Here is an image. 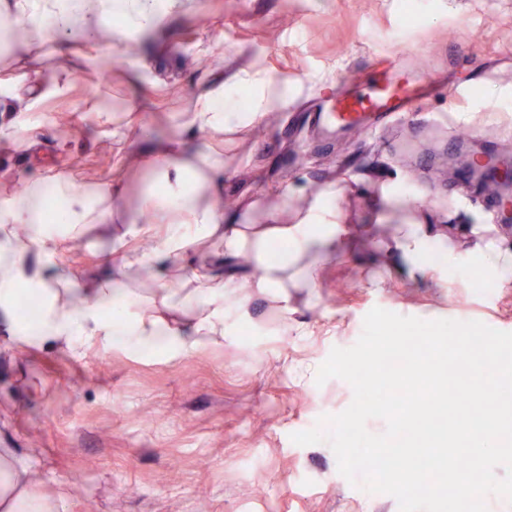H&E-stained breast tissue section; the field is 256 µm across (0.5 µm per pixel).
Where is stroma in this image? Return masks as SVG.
<instances>
[{"label": "stroma", "instance_id": "stroma-1", "mask_svg": "<svg viewBox=\"0 0 512 512\" xmlns=\"http://www.w3.org/2000/svg\"><path fill=\"white\" fill-rule=\"evenodd\" d=\"M407 0H188L128 53L123 27L107 19L95 42L41 52L22 40L0 47V125L23 122L21 138L0 137V199L26 177L60 174L88 188L120 181L112 233L87 227L48 273L96 268L114 248L128 215L159 175L150 149L169 139L206 92L225 87L233 102L254 100L247 83L266 76L288 105L245 122L184 138L224 160V194L240 209L287 201L294 222L325 187L354 247L326 264L316 288L289 291L288 310L255 296L231 341L171 361L121 349L18 345L0 333V453L32 465L37 491L56 512H399L397 500L353 486L328 443L299 446L294 433L345 410L351 385L317 384L332 348L353 346L365 315L381 307L423 320L468 318L512 332V292L471 285L445 267L417 281L399 273L381 228L401 223L385 203L392 191L413 200L412 215L443 227L461 253L479 237L512 247L495 183L473 180L453 140L512 162V0H427L408 29ZM119 60L109 78L99 57ZM422 74H450L467 94L420 97V112L449 114L435 134L402 124L376 134H320L309 119L336 93L369 99L358 74L381 58ZM88 122L84 142L65 141L59 114ZM112 126L103 128L100 115ZM81 153L86 165L73 171ZM131 303L159 284L171 288L178 317L192 314L178 266L126 274ZM88 468L83 496L71 471Z\"/></svg>", "mask_w": 512, "mask_h": 512}]
</instances>
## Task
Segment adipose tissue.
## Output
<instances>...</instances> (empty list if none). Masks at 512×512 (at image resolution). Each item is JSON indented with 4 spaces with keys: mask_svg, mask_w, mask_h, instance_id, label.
<instances>
[{
    "mask_svg": "<svg viewBox=\"0 0 512 512\" xmlns=\"http://www.w3.org/2000/svg\"><path fill=\"white\" fill-rule=\"evenodd\" d=\"M182 0H0V15L30 13L24 29L27 48H43L47 33L68 42L72 34L85 41L96 39L104 18L122 12L131 30H149L178 11ZM249 114L226 103L223 92L203 95L183 127L189 132L223 130L242 118L261 120L269 111L287 106L285 94L271 81ZM155 170L166 186L164 195L147 196L143 204L155 214L154 224L165 227L156 236L154 224L127 222L126 238L133 249L122 255L127 271H151L164 261L185 262L190 295L198 309L186 321L168 322L157 313L167 303L170 290L159 286L154 299L129 310L121 305L125 294L116 279L93 273L87 279L68 280L64 290L52 288L46 269L89 224L112 221V202L123 194L121 184L100 182L85 192L75 191L69 181L56 175L28 180L24 193L0 206V330L17 342L37 341L76 349L95 344L102 349L123 346L137 355L150 357L164 349L171 357L188 355L204 345L206 337L221 336L247 313L245 305L228 309L226 293L246 291L287 303L288 291L315 287L323 264L337 253L348 251L351 237L336 219V194L324 189L317 203L296 223L280 222L278 209L265 213L263 224L241 223L238 215H225L216 205L224 193V160L200 150L186 154L168 147L155 154ZM205 188L212 204L200 205L198 188ZM30 230L28 246L16 245V231ZM202 243L210 252L223 255L222 267L189 259V244ZM392 253L399 272L410 278L427 275L437 266L466 273L477 270L496 288H512V250L487 242L472 264L458 262L445 236L432 225L409 217L393 234ZM42 300L35 325L23 324L16 313L18 288ZM28 466L0 453V512H55L54 504L37 495Z\"/></svg>",
    "mask_w": 512,
    "mask_h": 512,
    "instance_id": "ef3b65f1",
    "label": "adipose tissue"
}]
</instances>
